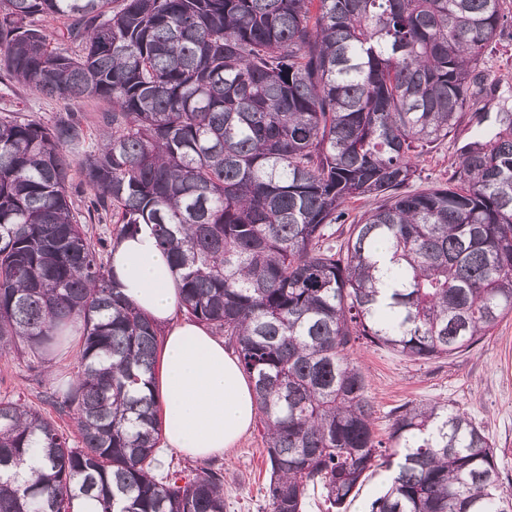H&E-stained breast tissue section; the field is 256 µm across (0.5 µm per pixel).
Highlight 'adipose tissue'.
Returning a JSON list of instances; mask_svg holds the SVG:
<instances>
[{"mask_svg":"<svg viewBox=\"0 0 512 512\" xmlns=\"http://www.w3.org/2000/svg\"><path fill=\"white\" fill-rule=\"evenodd\" d=\"M112 278L163 331L160 354L165 448L207 458L234 447L256 415L252 387L224 342L181 321V296L169 258L149 230L115 243Z\"/></svg>","mask_w":512,"mask_h":512,"instance_id":"obj_1","label":"adipose tissue"}]
</instances>
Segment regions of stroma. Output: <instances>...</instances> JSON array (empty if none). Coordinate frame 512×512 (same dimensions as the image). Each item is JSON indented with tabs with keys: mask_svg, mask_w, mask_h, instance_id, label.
<instances>
[{
	"mask_svg": "<svg viewBox=\"0 0 512 512\" xmlns=\"http://www.w3.org/2000/svg\"><path fill=\"white\" fill-rule=\"evenodd\" d=\"M484 69L497 90L481 104L483 111L512 110V14H506L501 35L484 55ZM111 106L98 99L68 101L32 92L12 82H0V118L19 117L53 125L65 112L81 113L83 123L97 127ZM473 128L462 124L454 136L438 144L418 161L419 178L411 189L421 190L446 182L458 168L461 147L470 141ZM82 336L73 333L58 351L38 358L30 351L7 346L0 350V399L17 400L55 421L60 432L77 442L72 416H57L43 401L49 391H65L80 371ZM367 381L373 403V431L387 440L396 413L407 404L431 403L465 412L485 430L494 443L496 462L506 486L512 490V314L469 352L439 360L412 361L385 347L361 345L352 352ZM162 465L173 470L200 467L221 469L224 474V512H270L266 493L267 454L259 428H251L223 454L192 458L172 450L158 452Z\"/></svg>",
	"mask_w": 512,
	"mask_h": 512,
	"instance_id": "35a3bbf8",
	"label": "stroma"
}]
</instances>
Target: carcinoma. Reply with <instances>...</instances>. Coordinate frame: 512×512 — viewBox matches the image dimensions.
<instances>
[{
  "label": "carcinoma",
  "instance_id": "obj_1",
  "mask_svg": "<svg viewBox=\"0 0 512 512\" xmlns=\"http://www.w3.org/2000/svg\"><path fill=\"white\" fill-rule=\"evenodd\" d=\"M506 7L0 0L5 78L112 106L95 143L77 112L50 127L0 119V345L42 356L73 327L83 339L76 383L45 395L74 414L80 443L0 401V512H224L223 473L154 474L161 328L114 286L109 253L143 224L181 276L184 311L254 385L271 512H305L315 489L339 510L380 462L393 476L369 512H512L466 413L408 405L376 439L351 357L454 356L512 313V112L467 114L496 91L481 64ZM43 16L63 20L55 43ZM466 118L448 181L403 190ZM75 162L87 215H111L108 239L83 228ZM355 198L375 207L349 224Z\"/></svg>",
  "mask_w": 512,
  "mask_h": 512
}]
</instances>
